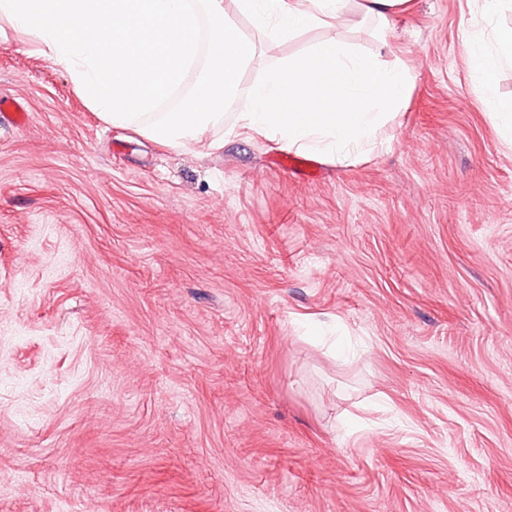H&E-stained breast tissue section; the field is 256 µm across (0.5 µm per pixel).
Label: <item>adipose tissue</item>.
Masks as SVG:
<instances>
[{
  "label": "adipose tissue",
  "instance_id": "adipose-tissue-1",
  "mask_svg": "<svg viewBox=\"0 0 512 512\" xmlns=\"http://www.w3.org/2000/svg\"><path fill=\"white\" fill-rule=\"evenodd\" d=\"M412 0H0L7 20L42 54L66 69L75 89L101 119L131 124L179 87L198 54L207 61L176 111L150 128L162 143L179 146L218 122L237 93L255 45L242 38L229 13L248 17L267 41L279 42L307 28L325 39L297 59L268 70L241 128L289 149L314 150L344 163L372 151L382 129L404 105L411 83L406 66H380L375 57L336 39L352 17L388 22L406 14ZM207 18L208 43L200 45L199 20ZM95 29L87 39L85 29ZM498 50L486 44L483 17L469 38V63L490 75L512 66V31L499 32Z\"/></svg>",
  "mask_w": 512,
  "mask_h": 512
}]
</instances>
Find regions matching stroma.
Masks as SVG:
<instances>
[{"label": "stroma", "instance_id": "obj_1", "mask_svg": "<svg viewBox=\"0 0 512 512\" xmlns=\"http://www.w3.org/2000/svg\"><path fill=\"white\" fill-rule=\"evenodd\" d=\"M414 0L342 42L406 65L377 152L289 169L233 134L102 121L0 21V512H512V141L464 37Z\"/></svg>", "mask_w": 512, "mask_h": 512}]
</instances>
